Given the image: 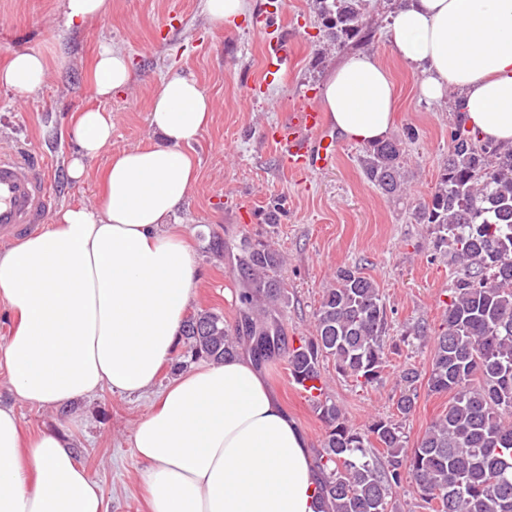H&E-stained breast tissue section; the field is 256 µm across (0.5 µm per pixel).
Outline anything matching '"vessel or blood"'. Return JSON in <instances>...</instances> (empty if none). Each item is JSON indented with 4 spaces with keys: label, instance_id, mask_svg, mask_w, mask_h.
<instances>
[{
    "label": "vessel or blood",
    "instance_id": "b4317fda",
    "mask_svg": "<svg viewBox=\"0 0 512 512\" xmlns=\"http://www.w3.org/2000/svg\"><path fill=\"white\" fill-rule=\"evenodd\" d=\"M286 41L267 42L264 83L281 75L288 62ZM272 141L292 171L334 167L336 140L328 132L327 115L313 104L286 115L270 131ZM59 204L54 177L29 149L0 147V242L8 244L45 223Z\"/></svg>",
    "mask_w": 512,
    "mask_h": 512
}]
</instances>
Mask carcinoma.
Here are the masks:
<instances>
[{
  "label": "carcinoma",
  "instance_id": "cac0c4a2",
  "mask_svg": "<svg viewBox=\"0 0 512 512\" xmlns=\"http://www.w3.org/2000/svg\"><path fill=\"white\" fill-rule=\"evenodd\" d=\"M365 0H312L323 31L338 46L361 49L375 38ZM404 140L365 149L364 173L388 197L405 190ZM432 226L435 246L448 248L454 267L443 323L435 336L428 390L450 393L448 409L408 449L400 427L382 418L351 425L324 389L309 397L328 425L319 459L318 512H389L392 490L411 483L435 512H512V147L479 141L461 112L450 133L448 162L434 192L415 213ZM250 251L235 260L247 267L238 294L239 336H284L285 288L281 255L244 236ZM386 308L374 282L359 268L336 271L316 311L314 334L288 349V371L298 385L321 379L320 363L360 387L376 384L388 351ZM182 357L220 363L237 354L224 316L200 310L181 330ZM420 374L408 368L406 388L394 401L399 414L416 405Z\"/></svg>",
  "mask_w": 512,
  "mask_h": 512
}]
</instances>
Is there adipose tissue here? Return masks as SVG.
<instances>
[{"mask_svg": "<svg viewBox=\"0 0 512 512\" xmlns=\"http://www.w3.org/2000/svg\"><path fill=\"white\" fill-rule=\"evenodd\" d=\"M389 35L420 96L454 98L479 140L512 144V0H396ZM48 71L42 54L13 51L0 61V86L30 93ZM88 80L99 98L127 89L125 54L100 45ZM321 102L347 139L369 144L392 130L395 87L374 54L338 64ZM212 109L195 79L168 76L149 112L158 143L113 154L93 204L63 209L0 252V304L12 316L0 369L21 401L59 410L105 387L126 396L155 388L197 285L171 218L196 179L189 147ZM71 133L78 151L68 173L80 181L112 143V115L77 109ZM132 446L150 512H315L309 442L247 359L172 379ZM0 512H104L68 434L48 429L23 441L10 406H0Z\"/></svg>", "mask_w": 512, "mask_h": 512, "instance_id": "adipose-tissue-1", "label": "adipose tissue"}]
</instances>
